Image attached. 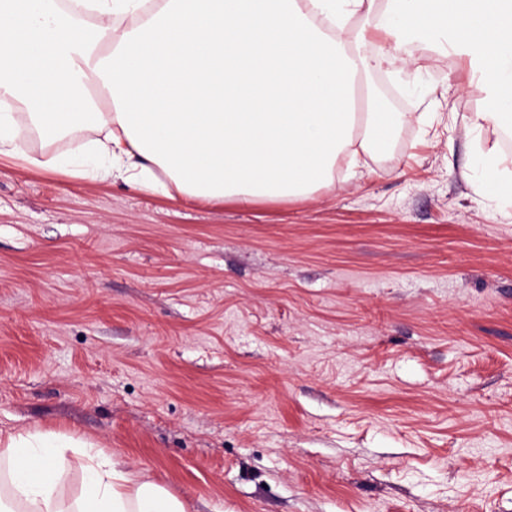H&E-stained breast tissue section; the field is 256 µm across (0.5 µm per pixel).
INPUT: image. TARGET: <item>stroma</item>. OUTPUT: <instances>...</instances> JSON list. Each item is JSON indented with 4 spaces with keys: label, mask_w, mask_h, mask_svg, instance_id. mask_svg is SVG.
<instances>
[{
    "label": "stroma",
    "mask_w": 512,
    "mask_h": 512,
    "mask_svg": "<svg viewBox=\"0 0 512 512\" xmlns=\"http://www.w3.org/2000/svg\"><path fill=\"white\" fill-rule=\"evenodd\" d=\"M411 112L305 199L172 200L0 157V428L76 433L188 512H512V219L465 179L484 93L412 52Z\"/></svg>",
    "instance_id": "1"
}]
</instances>
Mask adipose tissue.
<instances>
[{"instance_id": "ef3b65f1", "label": "adipose tissue", "mask_w": 512, "mask_h": 512, "mask_svg": "<svg viewBox=\"0 0 512 512\" xmlns=\"http://www.w3.org/2000/svg\"><path fill=\"white\" fill-rule=\"evenodd\" d=\"M106 24L92 23V16ZM413 49L466 56L484 106L467 134L512 129V0H0V147L23 165L119 179L145 194L193 200L304 198L334 180L340 157L388 151L401 112L355 109L369 60L352 18ZM49 144L76 129L83 154L33 157L16 147L15 110ZM479 190L512 210V168L476 151ZM86 479L60 489L70 465ZM0 512H186L185 504L89 439L38 428L0 431Z\"/></svg>"}]
</instances>
